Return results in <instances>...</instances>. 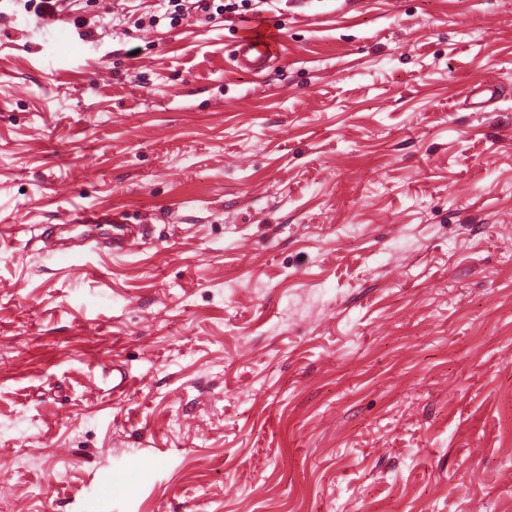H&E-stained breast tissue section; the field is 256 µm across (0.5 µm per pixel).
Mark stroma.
I'll use <instances>...</instances> for the list:
<instances>
[{"label": "stroma", "mask_w": 512, "mask_h": 512, "mask_svg": "<svg viewBox=\"0 0 512 512\" xmlns=\"http://www.w3.org/2000/svg\"><path fill=\"white\" fill-rule=\"evenodd\" d=\"M170 11L0 0V502L512 512V0ZM256 30L245 33L238 39L235 59L240 69L262 72L269 68L282 54L284 42L278 33Z\"/></svg>", "instance_id": "1"}]
</instances>
